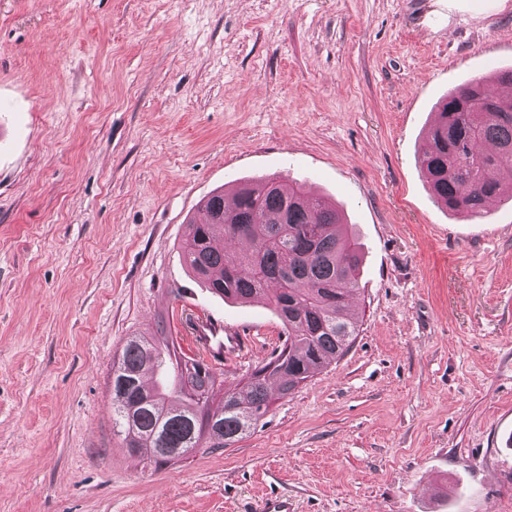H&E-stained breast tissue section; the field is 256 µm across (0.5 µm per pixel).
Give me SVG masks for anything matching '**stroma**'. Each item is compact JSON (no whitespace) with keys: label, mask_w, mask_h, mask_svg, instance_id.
I'll return each instance as SVG.
<instances>
[{"label":"stroma","mask_w":512,"mask_h":512,"mask_svg":"<svg viewBox=\"0 0 512 512\" xmlns=\"http://www.w3.org/2000/svg\"><path fill=\"white\" fill-rule=\"evenodd\" d=\"M512 69V0H0V512H512V206L430 192L435 105ZM306 183L361 246L359 334L226 448L155 468L112 429V364L189 320L248 323L184 264L243 181Z\"/></svg>","instance_id":"stroma-1"}]
</instances>
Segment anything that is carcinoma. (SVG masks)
<instances>
[{"mask_svg": "<svg viewBox=\"0 0 512 512\" xmlns=\"http://www.w3.org/2000/svg\"><path fill=\"white\" fill-rule=\"evenodd\" d=\"M512 70L470 81L448 94L417 162L432 194L450 212L478 223L512 201ZM205 224H189L182 257L194 277L226 299L271 304L288 330L268 362L234 392L216 398L217 377L178 357L164 336H131L112 364V428L157 467L208 443L238 442L311 374L341 357L358 335L349 299L357 290L359 244L335 201L303 185L262 177L204 202ZM244 247L230 256L226 244ZM158 374L159 384L143 377Z\"/></svg>", "mask_w": 512, "mask_h": 512, "instance_id": "carcinoma-1", "label": "carcinoma"}]
</instances>
